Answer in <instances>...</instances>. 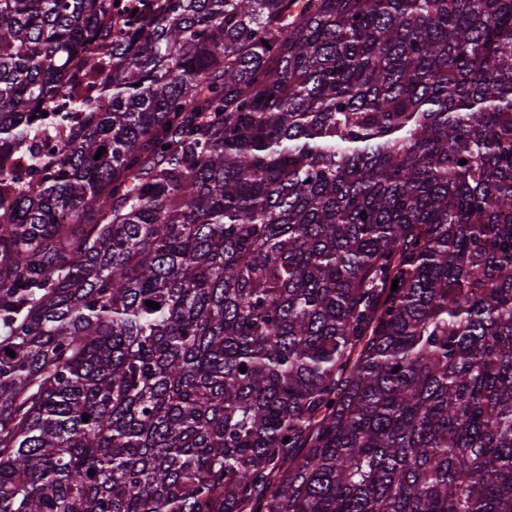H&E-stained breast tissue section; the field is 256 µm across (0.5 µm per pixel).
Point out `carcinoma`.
Masks as SVG:
<instances>
[{"instance_id":"1","label":"carcinoma","mask_w":512,"mask_h":512,"mask_svg":"<svg viewBox=\"0 0 512 512\" xmlns=\"http://www.w3.org/2000/svg\"><path fill=\"white\" fill-rule=\"evenodd\" d=\"M0 512H512V0H0Z\"/></svg>"}]
</instances>
